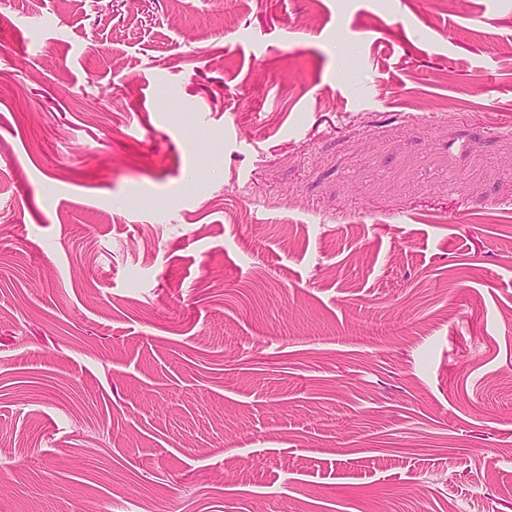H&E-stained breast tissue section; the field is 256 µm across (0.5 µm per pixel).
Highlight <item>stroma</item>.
Instances as JSON below:
<instances>
[{
	"label": "stroma",
	"instance_id": "1",
	"mask_svg": "<svg viewBox=\"0 0 512 512\" xmlns=\"http://www.w3.org/2000/svg\"><path fill=\"white\" fill-rule=\"evenodd\" d=\"M0 512H512V0H0Z\"/></svg>",
	"mask_w": 512,
	"mask_h": 512
}]
</instances>
